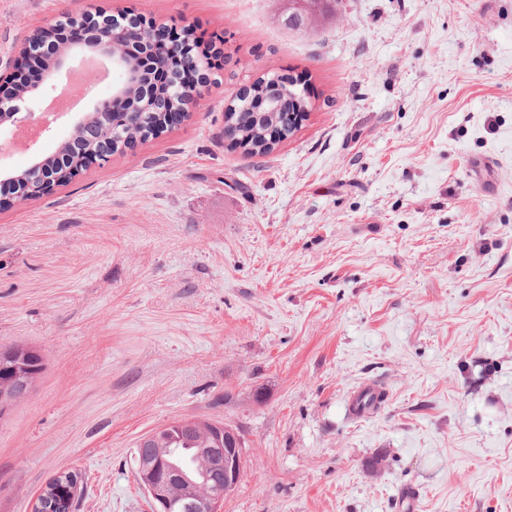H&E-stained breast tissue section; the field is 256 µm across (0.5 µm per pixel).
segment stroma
<instances>
[{
    "label": "stroma",
    "mask_w": 512,
    "mask_h": 512,
    "mask_svg": "<svg viewBox=\"0 0 512 512\" xmlns=\"http://www.w3.org/2000/svg\"><path fill=\"white\" fill-rule=\"evenodd\" d=\"M99 8L224 62L168 132L0 207V344L45 363L0 415V512L70 468L78 512H154L135 448L184 417L244 433L222 512H512V0H338L309 31L279 0H0V75ZM273 74L309 112L248 157L224 112Z\"/></svg>",
    "instance_id": "1"
}]
</instances>
